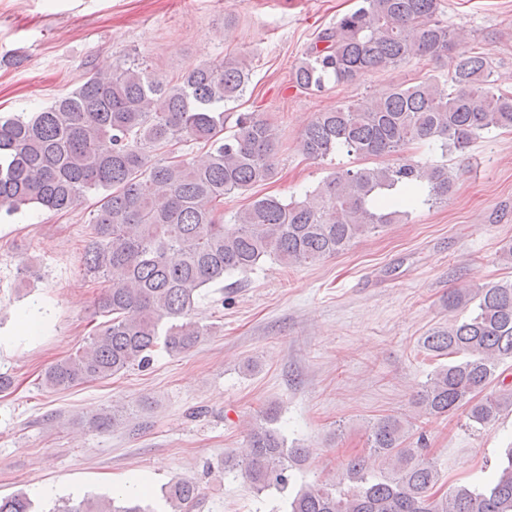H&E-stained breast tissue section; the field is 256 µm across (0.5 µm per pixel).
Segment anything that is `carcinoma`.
I'll list each match as a JSON object with an SVG mask.
<instances>
[{"label":"carcinoma","instance_id":"1","mask_svg":"<svg viewBox=\"0 0 512 512\" xmlns=\"http://www.w3.org/2000/svg\"><path fill=\"white\" fill-rule=\"evenodd\" d=\"M442 0H359L321 32L295 66L303 91L356 82L384 67L428 57L450 59L448 89L428 78L397 84L369 103L338 104L321 113L300 139L303 154L325 160L346 151L393 162L335 170L301 201L254 198L224 223V197L276 175L279 141L256 112H228L250 83L252 69L228 57L198 64L176 80L139 65L96 71L51 106L0 116V215L37 204L56 213L98 192L94 236L83 255L87 273L108 283L96 298L106 317L75 354L43 374L49 389L110 379L157 351L186 353L209 330L193 320L201 290L257 269L267 258L288 265L319 261L348 249L385 224L407 220L418 205L448 202V166L407 155L412 145L463 154L493 130L512 131V93L493 79L489 57L462 49L441 18ZM195 141L201 161L171 147ZM448 310L474 305L462 321L423 337L422 349L446 356L418 392L425 417L461 408L478 431L512 411V381L500 371L512 360V282L451 288ZM136 419L106 410L89 420L105 432ZM269 406L249 429L240 468L257 492L288 488L308 457L273 427ZM368 452L349 459L338 482L312 483L288 500L287 512H512V443L489 478L443 492L425 457L427 436L395 416L367 428ZM168 512H194L197 483L181 478L161 488ZM0 512H36L23 491L0 496ZM49 512H149L135 499L86 497Z\"/></svg>","mask_w":512,"mask_h":512}]
</instances>
